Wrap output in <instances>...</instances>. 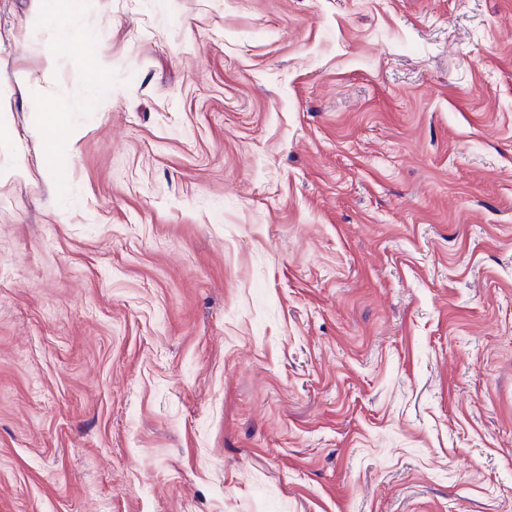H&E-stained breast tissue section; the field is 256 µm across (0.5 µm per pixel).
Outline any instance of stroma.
<instances>
[{"instance_id":"obj_1","label":"stroma","mask_w":512,"mask_h":512,"mask_svg":"<svg viewBox=\"0 0 512 512\" xmlns=\"http://www.w3.org/2000/svg\"><path fill=\"white\" fill-rule=\"evenodd\" d=\"M77 25L0 0V512H512V0ZM37 123L50 155L72 151L77 133L70 126L69 113L56 101L49 98L38 99Z\"/></svg>"}]
</instances>
